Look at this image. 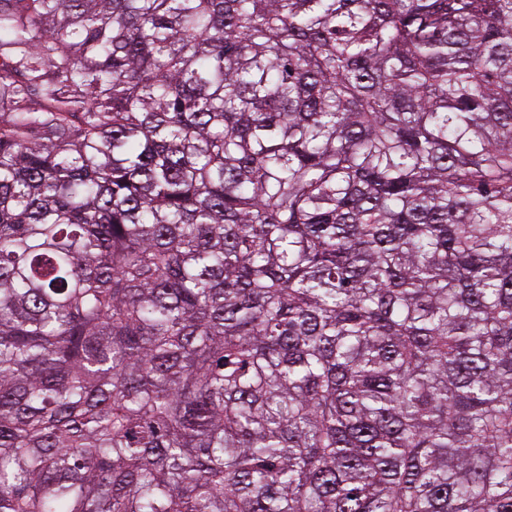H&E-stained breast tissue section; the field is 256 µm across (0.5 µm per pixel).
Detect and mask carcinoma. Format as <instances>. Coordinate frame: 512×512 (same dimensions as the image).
Wrapping results in <instances>:
<instances>
[{"mask_svg": "<svg viewBox=\"0 0 512 512\" xmlns=\"http://www.w3.org/2000/svg\"><path fill=\"white\" fill-rule=\"evenodd\" d=\"M0 512H512V0H0Z\"/></svg>", "mask_w": 512, "mask_h": 512, "instance_id": "carcinoma-1", "label": "carcinoma"}]
</instances>
